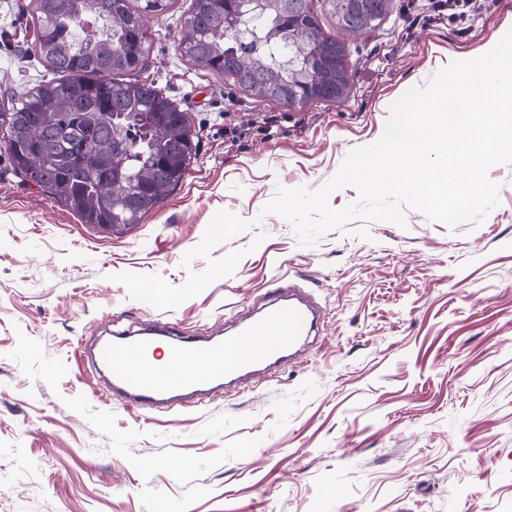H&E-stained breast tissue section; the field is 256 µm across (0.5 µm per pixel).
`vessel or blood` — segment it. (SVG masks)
<instances>
[{
	"mask_svg": "<svg viewBox=\"0 0 512 512\" xmlns=\"http://www.w3.org/2000/svg\"><path fill=\"white\" fill-rule=\"evenodd\" d=\"M264 300L263 311L236 325L232 336H179L174 323L161 321L152 330L100 342L93 367L109 377L113 396L134 409L158 408L179 395L203 393L218 381L238 379L255 366L290 356L312 335L318 311L298 288L269 290ZM164 337L173 365L169 371L152 363Z\"/></svg>",
	"mask_w": 512,
	"mask_h": 512,
	"instance_id": "obj_1",
	"label": "vessel or blood"
}]
</instances>
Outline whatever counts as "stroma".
<instances>
[{
    "label": "stroma",
    "instance_id": "obj_1",
    "mask_svg": "<svg viewBox=\"0 0 512 512\" xmlns=\"http://www.w3.org/2000/svg\"><path fill=\"white\" fill-rule=\"evenodd\" d=\"M191 0L148 23L137 79L188 113L198 152L142 223H81L15 175L0 150V512H512V163L480 226L405 212V226L333 229L300 244L263 214L277 187L327 183L383 133L391 103L512 29V0L464 19L392 0L349 40V95L295 111L258 101L179 50ZM31 0H0V97L51 77ZM221 210L249 229L233 274L173 309L130 298L113 274L175 286ZM308 291L317 343L270 378L195 407L132 411L79 355L106 331L171 321L206 336L272 285Z\"/></svg>",
    "mask_w": 512,
    "mask_h": 512
}]
</instances>
